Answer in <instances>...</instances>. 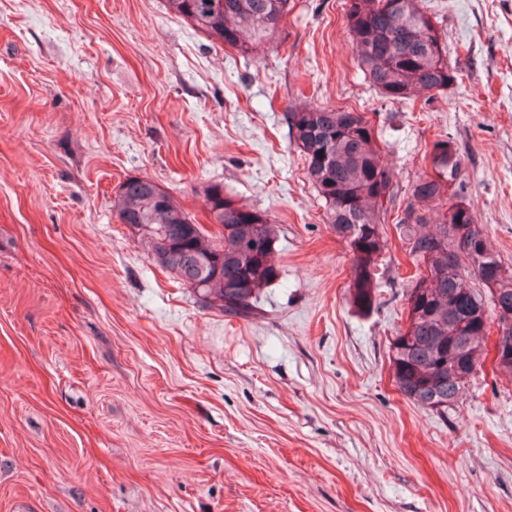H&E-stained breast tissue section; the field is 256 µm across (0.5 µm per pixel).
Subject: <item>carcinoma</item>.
Segmentation results:
<instances>
[{"label": "carcinoma", "mask_w": 512, "mask_h": 512, "mask_svg": "<svg viewBox=\"0 0 512 512\" xmlns=\"http://www.w3.org/2000/svg\"><path fill=\"white\" fill-rule=\"evenodd\" d=\"M166 10L201 31L212 43L227 44L258 58L274 42L290 11V0H165ZM348 35L359 69L378 93L392 101L444 93L457 79L448 45L422 0H349ZM286 120L307 164V177L323 201L325 223L352 254L350 301L360 312L377 299L385 203L394 193L392 170L384 162L375 127L364 112L305 104ZM432 173L413 184L411 201L395 224L400 237L443 241L423 255L408 250L420 272L407 298V323L389 346L398 391L415 404L444 411L462 396L480 366L485 339L498 313H512V269L504 266L478 228L470 205L454 199L461 158L445 140L429 154ZM210 235L167 190L148 177L121 181L113 208L123 224H145L139 237L153 262L182 284L213 298L206 303L227 314L249 316L260 292L281 277L274 259L277 229L270 215L224 193L202 187ZM479 238L477 267L448 271L454 240L448 225ZM483 289H475L471 281Z\"/></svg>", "instance_id": "obj_1"}]
</instances>
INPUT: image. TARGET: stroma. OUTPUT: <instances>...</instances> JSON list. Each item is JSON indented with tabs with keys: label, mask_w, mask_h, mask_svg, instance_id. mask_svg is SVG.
<instances>
[{
	"label": "stroma",
	"mask_w": 512,
	"mask_h": 512,
	"mask_svg": "<svg viewBox=\"0 0 512 512\" xmlns=\"http://www.w3.org/2000/svg\"><path fill=\"white\" fill-rule=\"evenodd\" d=\"M348 0H291L261 60L164 0H0V512H512V382L485 358L447 411L396 388L415 268L393 223L438 140L512 266V0H424L458 81L382 98ZM367 113L393 169L367 313L285 120ZM146 176L268 212L280 280L250 317L202 305L112 208Z\"/></svg>",
	"instance_id": "1"
}]
</instances>
